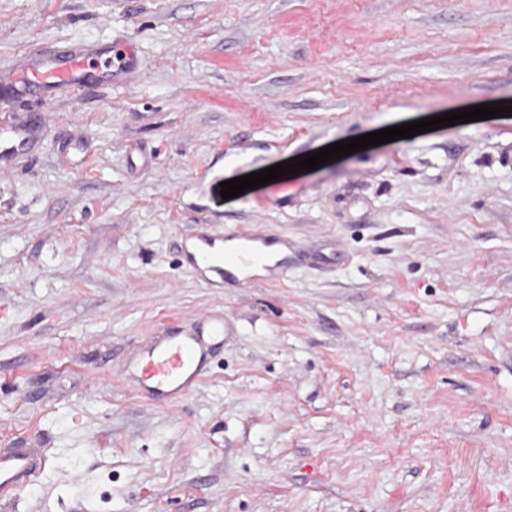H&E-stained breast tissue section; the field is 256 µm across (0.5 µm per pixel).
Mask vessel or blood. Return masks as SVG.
Returning <instances> with one entry per match:
<instances>
[{"label": "vessel or blood", "mask_w": 512, "mask_h": 512, "mask_svg": "<svg viewBox=\"0 0 512 512\" xmlns=\"http://www.w3.org/2000/svg\"><path fill=\"white\" fill-rule=\"evenodd\" d=\"M140 68L131 44L113 43L111 50L74 46L56 51H31L22 55L10 77L13 96L52 102L58 91L79 88L91 81L117 85ZM41 137L39 126L10 122L0 128V162L27 151ZM237 248L223 249L206 239L192 244L185 258L203 274L247 286L251 267L265 264L270 235L259 232L236 234ZM224 334L223 324L187 336H167L144 347L133 363L142 386L151 395L169 401L186 396L206 371L211 340ZM45 459L20 448L0 450V493L9 494L26 478L35 476Z\"/></svg>", "instance_id": "b4317fda"}]
</instances>
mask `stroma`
<instances>
[{
    "label": "stroma",
    "instance_id": "35a3bbf8",
    "mask_svg": "<svg viewBox=\"0 0 512 512\" xmlns=\"http://www.w3.org/2000/svg\"><path fill=\"white\" fill-rule=\"evenodd\" d=\"M119 39L121 85L0 84L42 123L0 170V448L46 457L0 512H512V116L220 188L512 100V0H0V75ZM250 228L279 278L182 260ZM210 318L196 390L143 392L138 351Z\"/></svg>",
    "mask_w": 512,
    "mask_h": 512
}]
</instances>
